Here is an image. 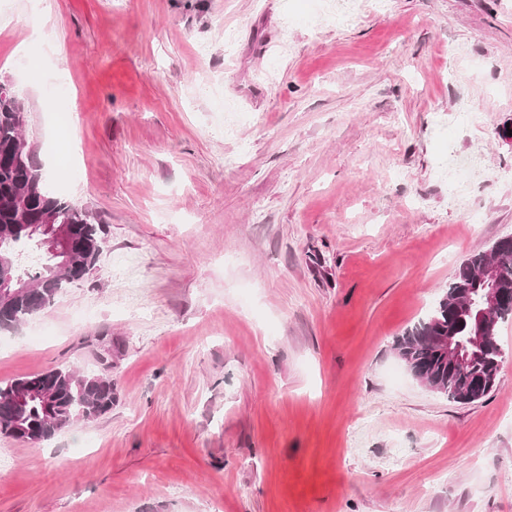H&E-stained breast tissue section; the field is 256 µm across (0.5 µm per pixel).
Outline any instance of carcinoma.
Segmentation results:
<instances>
[{
  "label": "carcinoma",
  "mask_w": 512,
  "mask_h": 512,
  "mask_svg": "<svg viewBox=\"0 0 512 512\" xmlns=\"http://www.w3.org/2000/svg\"><path fill=\"white\" fill-rule=\"evenodd\" d=\"M19 95L0 96V282H28L16 295L0 293V330L15 328L43 311L55 298L95 268L106 230L82 204L55 193L34 157L27 154L25 121ZM69 244L57 253L58 233ZM502 272L500 287L507 303L490 320L482 345L472 350L468 366L454 370L448 357L435 351L434 338L452 334L461 341L473 335V322L463 310L479 289L477 275L488 263ZM512 318V236L495 242L491 252L470 254L457 267L448 288L425 317L406 329L394 349L412 374L461 405L481 401L499 382L497 325ZM112 377L108 369L85 373L59 367L0 384V434L33 445L53 440L76 423L112 411Z\"/></svg>",
  "instance_id": "obj_1"
}]
</instances>
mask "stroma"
<instances>
[{"instance_id":"stroma-1","label":"stroma","mask_w":512,"mask_h":512,"mask_svg":"<svg viewBox=\"0 0 512 512\" xmlns=\"http://www.w3.org/2000/svg\"><path fill=\"white\" fill-rule=\"evenodd\" d=\"M333 4L0 0L27 142L106 228L88 278L0 332V383L105 367L115 393L52 444L0 436V512H512V320L474 404L393 348L512 235V0ZM474 155L449 207L439 171ZM130 282L150 319L113 310Z\"/></svg>"}]
</instances>
